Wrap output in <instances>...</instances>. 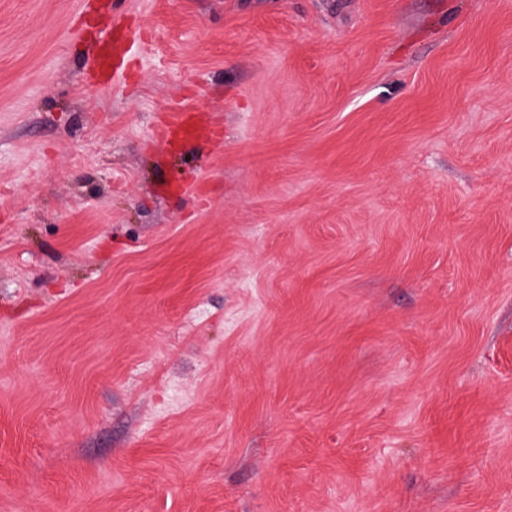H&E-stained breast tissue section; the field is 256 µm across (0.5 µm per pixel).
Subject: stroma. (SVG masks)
Listing matches in <instances>:
<instances>
[{
	"instance_id": "stroma-1",
	"label": "stroma",
	"mask_w": 512,
	"mask_h": 512,
	"mask_svg": "<svg viewBox=\"0 0 512 512\" xmlns=\"http://www.w3.org/2000/svg\"><path fill=\"white\" fill-rule=\"evenodd\" d=\"M81 3L0 0V512H512V0ZM124 54L125 48L122 44L112 42V38L102 41L93 57L92 74L99 78L112 77L114 60Z\"/></svg>"
}]
</instances>
